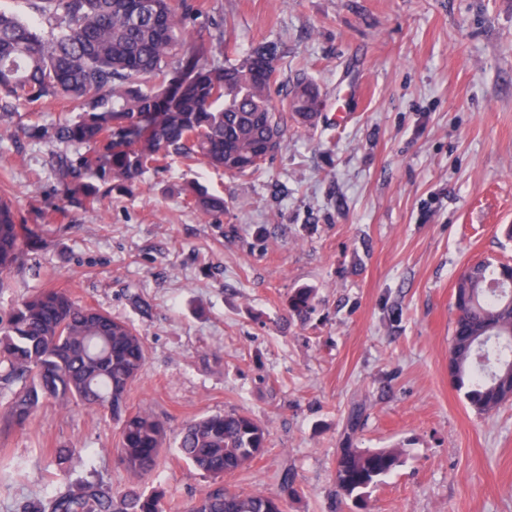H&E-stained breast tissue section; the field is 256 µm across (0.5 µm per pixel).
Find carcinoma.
<instances>
[{
  "label": "carcinoma",
  "instance_id": "obj_1",
  "mask_svg": "<svg viewBox=\"0 0 512 512\" xmlns=\"http://www.w3.org/2000/svg\"><path fill=\"white\" fill-rule=\"evenodd\" d=\"M47 28L39 31L0 11V115L44 98L65 103L75 116L42 129L40 137L65 149L56 169L62 199L78 197L92 208L110 192L139 185L166 160H199L230 176L257 171L284 143L285 129L273 103L275 49L260 44L224 64V23L194 37L187 20L191 0H31ZM311 93L299 124L319 116L320 91L299 77L292 93ZM205 217L224 214V197L194 184L178 190ZM23 226L13 204L0 198V288L20 266ZM456 310L449 372L479 415L512 400V265L480 260L467 264L453 287ZM315 289L297 288L288 310H314ZM146 361L143 338L126 322L76 303L62 288L47 287L0 316V382L20 384L9 405L22 426L53 400L106 411L120 422L117 454L137 481L158 467L165 423L127 404L131 384ZM267 441L264 427L247 414L224 411L186 423L175 448L209 479L189 512H285L279 496L242 493L224 476L248 468ZM397 448L339 450L336 486L366 506L367 489L400 463ZM165 492L122 491L85 480L48 498L30 499L19 512H165Z\"/></svg>",
  "mask_w": 512,
  "mask_h": 512
}]
</instances>
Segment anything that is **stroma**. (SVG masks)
<instances>
[{
	"label": "stroma",
	"instance_id": "35a3bbf8",
	"mask_svg": "<svg viewBox=\"0 0 512 512\" xmlns=\"http://www.w3.org/2000/svg\"><path fill=\"white\" fill-rule=\"evenodd\" d=\"M192 31L223 21L229 58L276 46L275 104L298 75L320 88L314 128L231 177L180 158L98 208L61 199L45 99L0 123V196L36 240L0 289V315L53 286L133 325L146 363L129 407L169 432L244 412L266 429L231 488L286 512H358L335 481L340 448H399L367 512H512V402L477 415L448 376L452 289L471 261L512 258V0H196ZM223 194L221 223L178 193ZM316 291L308 318L293 289ZM0 512L79 481L120 489V424L82 406L7 420ZM70 449L59 459L58 449ZM205 479L174 447L143 490L187 512Z\"/></svg>",
	"mask_w": 512,
	"mask_h": 512
}]
</instances>
